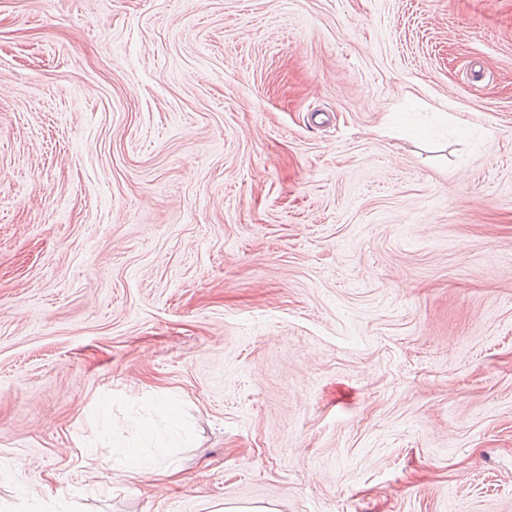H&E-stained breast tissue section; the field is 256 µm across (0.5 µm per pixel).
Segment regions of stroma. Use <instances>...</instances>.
Here are the masks:
<instances>
[{
    "label": "stroma",
    "instance_id": "stroma-1",
    "mask_svg": "<svg viewBox=\"0 0 512 512\" xmlns=\"http://www.w3.org/2000/svg\"><path fill=\"white\" fill-rule=\"evenodd\" d=\"M227 505L512 512V0H0V512Z\"/></svg>",
    "mask_w": 512,
    "mask_h": 512
}]
</instances>
